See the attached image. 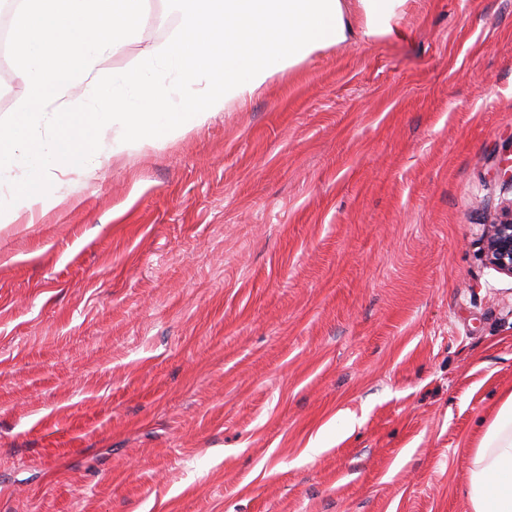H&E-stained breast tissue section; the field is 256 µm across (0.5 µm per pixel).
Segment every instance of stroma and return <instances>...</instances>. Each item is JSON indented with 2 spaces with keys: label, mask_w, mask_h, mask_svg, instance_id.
<instances>
[{
  "label": "stroma",
  "mask_w": 512,
  "mask_h": 512,
  "mask_svg": "<svg viewBox=\"0 0 512 512\" xmlns=\"http://www.w3.org/2000/svg\"><path fill=\"white\" fill-rule=\"evenodd\" d=\"M128 68L178 22L147 0ZM512 0H409L0 224V512H468L512 391ZM481 244L486 263L498 273L512 278V201L490 224Z\"/></svg>",
  "instance_id": "1"
}]
</instances>
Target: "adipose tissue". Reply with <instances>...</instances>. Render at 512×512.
Segmentation results:
<instances>
[{"mask_svg":"<svg viewBox=\"0 0 512 512\" xmlns=\"http://www.w3.org/2000/svg\"><path fill=\"white\" fill-rule=\"evenodd\" d=\"M175 35L128 69H106L120 38L149 22L145 0H24L13 33L24 97L0 136V180L27 173L0 197V223L58 202L42 184L72 163L156 145L205 125L233 103L330 48L391 36L408 0H165ZM223 52H215L216 44ZM470 512H512V392L469 453Z\"/></svg>","mask_w":512,"mask_h":512,"instance_id":"adipose-tissue-1","label":"adipose tissue"}]
</instances>
